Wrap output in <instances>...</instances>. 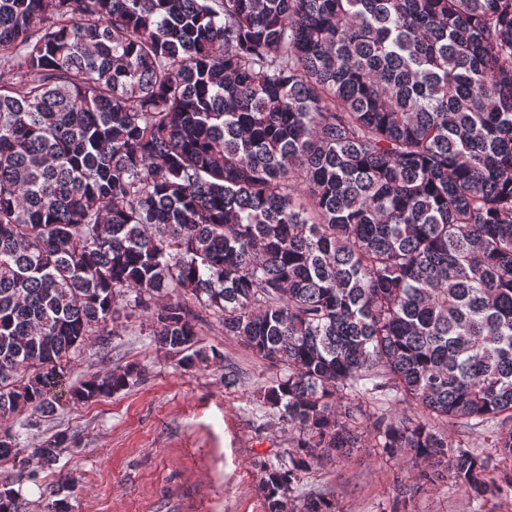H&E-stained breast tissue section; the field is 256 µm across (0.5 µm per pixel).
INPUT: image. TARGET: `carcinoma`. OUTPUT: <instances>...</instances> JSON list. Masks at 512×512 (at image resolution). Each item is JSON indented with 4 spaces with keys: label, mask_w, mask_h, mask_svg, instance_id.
<instances>
[{
    "label": "carcinoma",
    "mask_w": 512,
    "mask_h": 512,
    "mask_svg": "<svg viewBox=\"0 0 512 512\" xmlns=\"http://www.w3.org/2000/svg\"><path fill=\"white\" fill-rule=\"evenodd\" d=\"M0 65L1 419L54 413L63 363L124 308L207 361L192 300L281 371L262 400L296 436L264 512H336L297 483L358 446L508 495L512 0H0ZM400 402L423 414L359 432ZM435 421L496 422L492 452ZM0 512L29 503L3 484Z\"/></svg>",
    "instance_id": "cac0c4a2"
}]
</instances>
